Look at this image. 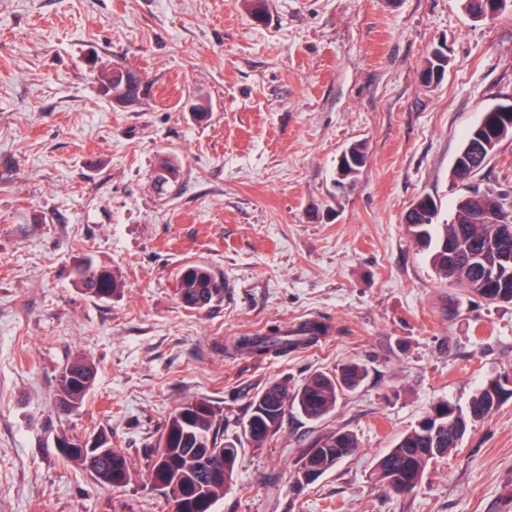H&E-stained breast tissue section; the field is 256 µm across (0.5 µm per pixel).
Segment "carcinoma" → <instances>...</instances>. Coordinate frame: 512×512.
Returning a JSON list of instances; mask_svg holds the SVG:
<instances>
[{
  "mask_svg": "<svg viewBox=\"0 0 512 512\" xmlns=\"http://www.w3.org/2000/svg\"><path fill=\"white\" fill-rule=\"evenodd\" d=\"M143 88L140 76L133 70L115 76L107 71L100 77L99 91L103 96L117 97L128 103L139 99ZM158 167L167 175H153L158 193L165 195L177 183L179 169L169 158ZM509 193H482L475 197L462 194L457 200L454 216L446 224L438 223V204L423 214L408 211L405 223L415 240L429 249V262L438 278L446 280L485 303H512V243L498 240L497 224L472 223L473 211L482 207H497ZM500 266L504 273L496 284L486 277L487 268ZM80 290L97 300H110L122 291L120 281L112 271L101 265L94 255H82L75 266ZM177 296L187 308L202 311L224 296V283L206 266L184 268L177 278ZM326 325L300 323L296 335L274 327L266 332L243 336L239 348L246 354L260 357L286 354L316 342ZM365 368L348 363L334 373L317 372L301 386L291 391L288 384L275 382L258 392L250 402L247 416L241 422L242 434L255 449L265 446L271 431L269 423H281L286 413L296 411L312 421L322 420L335 408L340 396L358 388ZM97 367L81 355L67 363L57 379L56 395L62 411L78 410L95 387ZM512 398V377L493 380L476 389L464 407L448 401L434 404L428 411V424L418 425L385 453L376 464V475L391 492L401 495L413 492L422 483L426 468L459 446L477 422L496 412ZM357 448V439L348 431H336L322 437L302 453L298 470L299 481L311 473L321 474L333 469L343 454ZM214 457L217 475H204L197 469L199 458ZM66 460L88 472L101 486L121 488L130 481L131 461L120 448L110 456L83 454L79 451ZM239 460V448L224 439L223 409L214 401L201 397L179 404L165 421L156 445L148 454L147 477L152 485H161L171 512H214V504L224 497V488L233 481Z\"/></svg>",
  "mask_w": 512,
  "mask_h": 512,
  "instance_id": "obj_1",
  "label": "carcinoma"
}]
</instances>
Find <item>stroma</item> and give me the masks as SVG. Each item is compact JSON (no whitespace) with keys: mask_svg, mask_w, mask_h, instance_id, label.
I'll return each instance as SVG.
<instances>
[{"mask_svg":"<svg viewBox=\"0 0 512 512\" xmlns=\"http://www.w3.org/2000/svg\"><path fill=\"white\" fill-rule=\"evenodd\" d=\"M0 0V512H165L147 453L177 405L206 397L224 436L273 382L295 389L347 362L367 369L325 419L285 415L243 446L216 512H512V399L421 485L397 495L377 460L439 401L467 404L512 374V304L437 279L404 216L434 197L439 223L468 132L512 95V9L473 21L460 0ZM448 68L429 85L434 48ZM147 86L118 107L103 70ZM204 101L197 121L191 103ZM366 147L345 189L340 153ZM180 171L169 194L153 172ZM512 191V139L475 177ZM93 254L123 284L99 301L75 284ZM204 265L223 300L186 309L176 278ZM307 317L311 347L250 357L240 337ZM82 354L98 377L76 433L106 431L132 464L107 489L57 451L54 391ZM336 430L357 451L299 486L298 461ZM164 169L168 176L160 177L157 169ZM179 176V169L177 165L169 158H164L159 161V164L153 175L154 186L159 194H168L170 189L177 183Z\"/></svg>","mask_w":512,"mask_h":512,"instance_id":"1","label":"stroma"}]
</instances>
